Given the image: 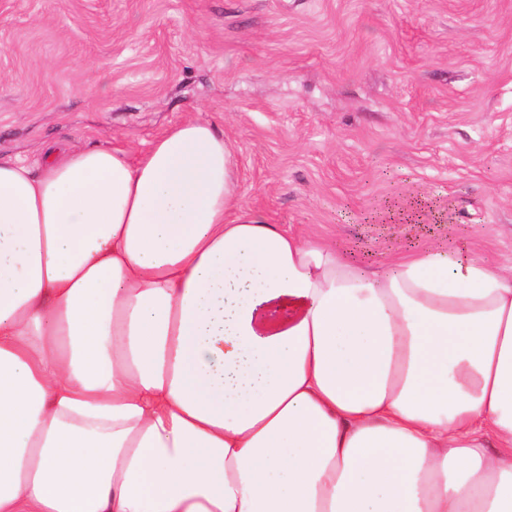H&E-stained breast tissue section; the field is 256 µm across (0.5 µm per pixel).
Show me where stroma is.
<instances>
[{"mask_svg": "<svg viewBox=\"0 0 512 512\" xmlns=\"http://www.w3.org/2000/svg\"><path fill=\"white\" fill-rule=\"evenodd\" d=\"M190 115L268 223L512 267V0H0V158Z\"/></svg>", "mask_w": 512, "mask_h": 512, "instance_id": "35a3bbf8", "label": "stroma"}]
</instances>
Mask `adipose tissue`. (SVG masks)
Segmentation results:
<instances>
[{
  "instance_id": "1",
  "label": "adipose tissue",
  "mask_w": 512,
  "mask_h": 512,
  "mask_svg": "<svg viewBox=\"0 0 512 512\" xmlns=\"http://www.w3.org/2000/svg\"><path fill=\"white\" fill-rule=\"evenodd\" d=\"M0 512H512V269L267 223L196 118L0 158Z\"/></svg>"
}]
</instances>
